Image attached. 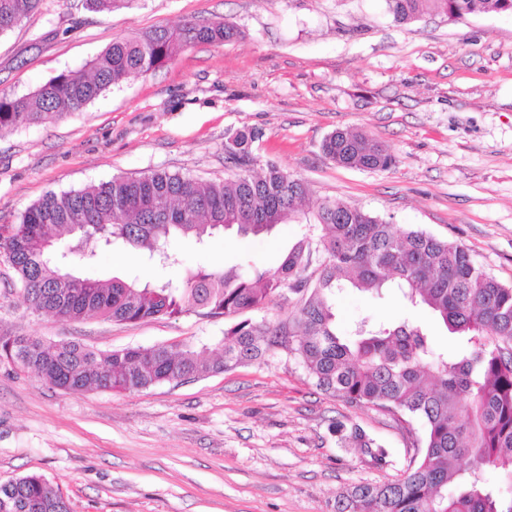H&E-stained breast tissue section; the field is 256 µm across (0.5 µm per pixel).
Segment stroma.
Wrapping results in <instances>:
<instances>
[{
	"label": "stroma",
	"mask_w": 512,
	"mask_h": 512,
	"mask_svg": "<svg viewBox=\"0 0 512 512\" xmlns=\"http://www.w3.org/2000/svg\"><path fill=\"white\" fill-rule=\"evenodd\" d=\"M191 17L235 24L240 37L200 43L170 64L127 78L58 121L0 134V224L46 193L150 169L227 176L224 143L261 138L274 163L309 185L308 207L342 200L399 225L463 243L474 262L512 285V14L431 15L394 23L384 0H139L91 13L80 0H44L0 36V90L22 95L82 68L118 39ZM360 130L396 158L386 171L340 167L321 149ZM311 228L288 222L264 240L215 237L207 251L174 244L185 268L278 266ZM97 276L154 277L118 243ZM393 291L349 290L336 325L396 321ZM228 319L194 313L135 324L31 314L0 258V335L38 336L101 351L154 345L217 350ZM390 448L380 467L342 448L336 423ZM418 421L322 393L279 350L264 361L136 391L64 392L0 359V482L40 474L70 512H335L337 496L395 476L414 454Z\"/></svg>",
	"instance_id": "1"
}]
</instances>
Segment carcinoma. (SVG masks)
I'll use <instances>...</instances> for the list:
<instances>
[{
    "mask_svg": "<svg viewBox=\"0 0 512 512\" xmlns=\"http://www.w3.org/2000/svg\"><path fill=\"white\" fill-rule=\"evenodd\" d=\"M100 13L137 0H81ZM507 0H385L394 22L429 14L450 19L504 12ZM43 0H0V35L41 10ZM240 36L230 22L189 19L119 39L83 69L63 72L21 96L0 94V130L51 123L82 111L131 74L148 73L197 43ZM261 133L239 130L224 144L236 172L218 181L150 170L79 190L50 192L0 232V256L19 275L20 294L34 314L80 321L88 316L134 324L159 315L239 317L278 297L288 320L244 318L224 330L219 354L207 359L168 345L101 352L79 344L48 345L37 336L0 337V357L64 391L139 390L221 372L286 349L323 392L349 404L395 409L420 422L421 447L401 474L341 493L336 512H512L485 473L512 483V286L486 273L460 242L402 227L339 200L306 209L307 182L274 164L253 173ZM339 166L377 171L396 159L365 132L337 130L322 145ZM313 227L276 268L198 266L174 283L79 275L101 250L118 242L146 250L165 269L179 263L173 241L205 248L218 232L269 234L285 220ZM395 288L406 305L431 311L455 337L435 351L420 324L363 319L349 334L336 327L335 302L345 288ZM338 444L358 448L380 466L391 449L358 426L336 423ZM42 475L0 483V512H68L48 493Z\"/></svg>",
    "mask_w": 512,
    "mask_h": 512,
    "instance_id": "carcinoma-1",
    "label": "carcinoma"
}]
</instances>
